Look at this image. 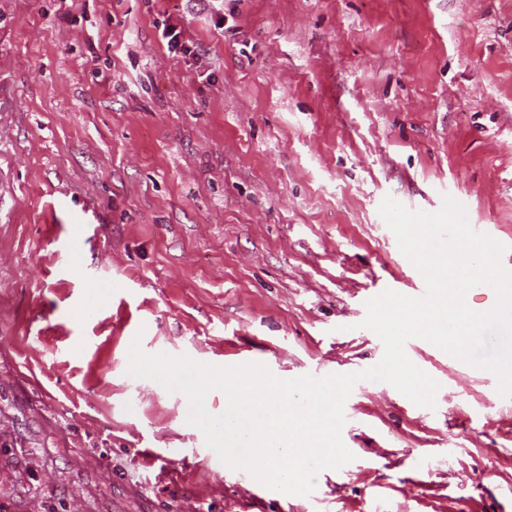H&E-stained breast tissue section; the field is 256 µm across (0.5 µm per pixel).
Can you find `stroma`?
Listing matches in <instances>:
<instances>
[{"mask_svg":"<svg viewBox=\"0 0 512 512\" xmlns=\"http://www.w3.org/2000/svg\"><path fill=\"white\" fill-rule=\"evenodd\" d=\"M388 195L512 242V0H0V512H512V397L426 340L436 408L358 381L309 497L126 372L379 363Z\"/></svg>","mask_w":512,"mask_h":512,"instance_id":"1","label":"stroma"}]
</instances>
